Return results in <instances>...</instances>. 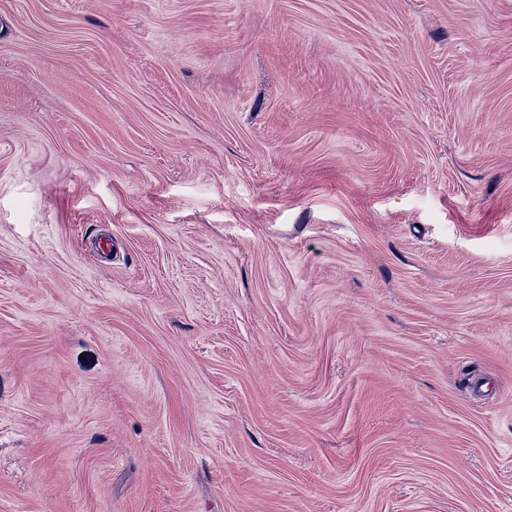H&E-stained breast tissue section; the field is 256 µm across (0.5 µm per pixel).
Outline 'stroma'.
Masks as SVG:
<instances>
[{
  "instance_id": "35a3bbf8",
  "label": "stroma",
  "mask_w": 512,
  "mask_h": 512,
  "mask_svg": "<svg viewBox=\"0 0 512 512\" xmlns=\"http://www.w3.org/2000/svg\"><path fill=\"white\" fill-rule=\"evenodd\" d=\"M0 512H512V0H0Z\"/></svg>"
}]
</instances>
